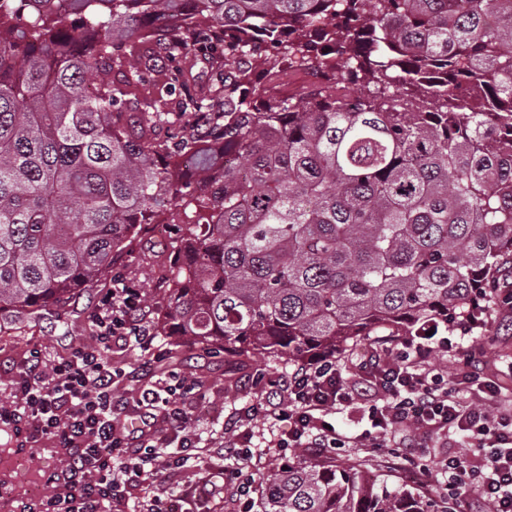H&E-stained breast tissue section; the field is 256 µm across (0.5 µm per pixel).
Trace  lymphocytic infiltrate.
<instances>
[{
  "instance_id": "obj_1",
  "label": "lymphocytic infiltrate",
  "mask_w": 512,
  "mask_h": 512,
  "mask_svg": "<svg viewBox=\"0 0 512 512\" xmlns=\"http://www.w3.org/2000/svg\"><path fill=\"white\" fill-rule=\"evenodd\" d=\"M94 326L91 342L74 347L53 366L45 365L40 350H32L10 379L12 400L0 406V424L12 428L20 447L51 442L65 462L62 469L46 474L53 494L24 505L23 512H125L132 484L152 483L162 470L177 474L198 449V439L187 429V407L198 398L200 387L177 372L141 387L143 428L137 441H130L120 421L127 404L115 390L130 374L113 365L112 347L119 343L147 350L153 342L142 295L122 274L113 276ZM473 329L472 323L461 320L449 324L446 334L403 336L395 352L369 356L365 366L376 377L378 394L369 408L372 429L348 443L357 448L398 446L425 456L434 435L456 429L464 447L449 449L439 460L449 500H476L492 512H512V402L478 367L444 374L431 366L434 353L458 352L462 337ZM463 381L479 391L467 406L458 399ZM252 383L267 384L260 372ZM270 387L272 394L282 395V402L253 403L241 418L261 416L281 423L280 452L342 447L345 442L331 430L328 417L352 397L335 357L298 365ZM214 452L233 458L234 467L212 470L184 485L179 498L152 496L141 512H179L182 503L205 499L214 484L234 512H252L255 473L249 440L236 436L217 444Z\"/></svg>"
}]
</instances>
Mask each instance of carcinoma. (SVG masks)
<instances>
[{"label": "carcinoma", "mask_w": 512, "mask_h": 512, "mask_svg": "<svg viewBox=\"0 0 512 512\" xmlns=\"http://www.w3.org/2000/svg\"><path fill=\"white\" fill-rule=\"evenodd\" d=\"M70 2L0 0V312L63 305L178 223L162 336L304 363L483 320L512 263V0ZM261 39L365 91L226 80ZM259 484L257 512H449L334 461Z\"/></svg>", "instance_id": "cac0c4a2"}]
</instances>
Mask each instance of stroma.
<instances>
[{"label": "stroma", "mask_w": 512, "mask_h": 512, "mask_svg": "<svg viewBox=\"0 0 512 512\" xmlns=\"http://www.w3.org/2000/svg\"><path fill=\"white\" fill-rule=\"evenodd\" d=\"M310 65L300 57H292L290 69H267L262 58L252 60L251 77L264 98L281 100L300 99L312 90ZM179 232L170 227L167 237L159 238L142 231L128 248L115 259L114 271L124 275L127 282L140 288L149 306V319H156L165 304V290L169 285L171 268L176 256ZM112 289L111 277L105 276L91 283L86 293L62 307L27 311L20 317L0 314V402H9L11 391L6 376L15 370L33 349H40L46 363H54L93 334V318L102 308ZM392 337H385L381 345L372 339L360 341L358 352L339 360V367L347 383L363 396L358 403L338 407L332 422L339 434L355 436L370 427L367 408L373 402L368 391L373 381L363 361L369 351L386 352L391 349ZM163 352L162 361H155L154 352ZM477 354L487 377L496 381L502 393L512 395V308L490 305L482 328L476 329L462 348L451 358L437 359L441 369L462 367L470 354ZM112 361L125 370L134 372L135 382L122 391L124 397L135 398L139 383L154 380L167 370L199 382L204 397L199 401L189 424L192 433L202 438L220 434L237 410L262 399V391L251 383L255 369H264L270 375L284 377L294 368L293 363L270 355L254 356L242 361L224 358L199 344H191L178 336L157 337L151 350L137 347H113ZM338 463H359L362 469L393 485L403 484L406 469H419V461L409 467L397 466L391 449L373 451L367 448L346 447L332 451ZM60 456L54 449L41 454L19 448L9 437L0 434V470L9 476L7 494L0 496V512H19L21 503L31 498V487L47 494L42 474L47 467L59 464Z\"/></svg>", "instance_id": "1"}]
</instances>
